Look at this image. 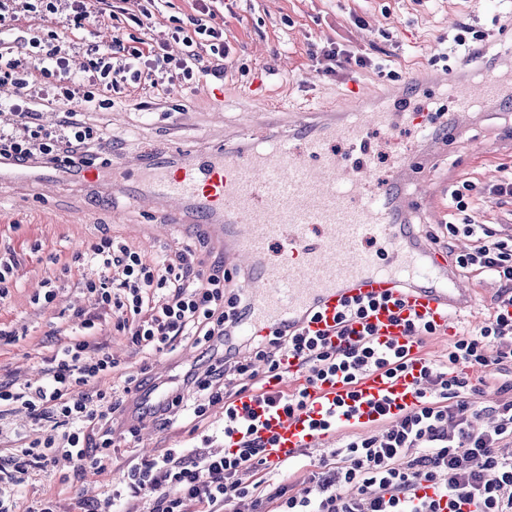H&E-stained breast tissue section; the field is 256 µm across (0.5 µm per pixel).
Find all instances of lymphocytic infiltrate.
I'll list each match as a JSON object with an SVG mask.
<instances>
[{
	"label": "lymphocytic infiltrate",
	"instance_id": "1",
	"mask_svg": "<svg viewBox=\"0 0 512 512\" xmlns=\"http://www.w3.org/2000/svg\"><path fill=\"white\" fill-rule=\"evenodd\" d=\"M96 3L105 6L109 0H0V24L21 12L64 8L79 28ZM195 9L193 30L178 27L172 34L173 41L185 47L181 55L170 54L163 44L131 47L119 39L108 48L87 45L92 84L88 90L66 77L67 36H32L17 44L1 40L0 83L11 84L20 95L1 103L0 112L22 118L23 130L0 128V157L21 162L46 157L65 163L104 153L103 135L78 119L74 100L94 106L98 87L109 91L133 83L161 91L174 79H192L201 71L202 46L215 60L226 59L229 48L213 0H195ZM37 73L66 77L56 95L65 107L64 118L53 130L45 129L28 107ZM476 238V245L457 255L455 264L499 282L493 317L454 337L445 362H421L416 406L394 414L389 402H376L380 418L387 422L383 431L354 438L320 458L299 491H289L284 484L268 486L266 472L287 468V461L269 460L273 442L259 436L253 414L226 408L224 431L238 434L236 448L219 453L170 448L141 458L88 502L86 512H122L125 504L140 501L146 512H186L190 502L202 512H225L246 497L266 512H465L469 507L475 512H512V456L501 451L504 441L512 440V381L501 384L488 405L489 425L477 428L461 416L484 394L483 381L473 380L470 370L512 363V235L497 238L488 230ZM91 252L101 269L92 291L131 344L164 353L191 337L197 344L216 343L224 350L205 370L185 373L181 385L164 387L162 399L145 410L154 420L165 423L179 412L200 418L210 407L230 400L233 389L262 391L269 379L280 378L286 356L300 360L306 383L270 394L268 400L288 413L306 407L309 383L330 377L351 383L371 371L395 373L408 365L402 348L372 339L366 305L344 307L335 346L286 328L265 339L231 341L227 329L247 314L248 305L232 286L223 260L203 264L197 251L188 248L150 264L111 238L93 244ZM74 317L83 333L46 357L45 383L21 388L0 383V413L19 407L34 421L68 429L64 446L51 437L38 438L28 447L0 455V512H13L15 493L30 468H48L58 457L83 471L104 472L112 456L116 416L124 411L127 397L147 383L146 378L131 377L121 391L99 389L115 360L97 347L95 315L79 310ZM246 472L255 476L248 484L241 480Z\"/></svg>",
	"mask_w": 512,
	"mask_h": 512
}]
</instances>
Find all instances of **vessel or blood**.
I'll list each match as a JSON object with an SVG mask.
<instances>
[{
    "label": "vessel or blood",
    "mask_w": 512,
    "mask_h": 512,
    "mask_svg": "<svg viewBox=\"0 0 512 512\" xmlns=\"http://www.w3.org/2000/svg\"><path fill=\"white\" fill-rule=\"evenodd\" d=\"M423 89L448 94L453 112L434 118L358 106L344 114L309 111L287 132L228 139L187 158L170 147L121 153L104 188L80 161L65 165L64 172L91 191L160 206L164 231L191 223L222 237L227 267L249 274L250 312L232 326L233 335L266 336L286 325L331 336L345 303L373 300L377 308L369 321L378 342L402 346L419 360L423 353L398 316L428 320L444 333L449 313L469 309L475 293L438 248L416 233L417 188L424 173L433 171L434 159L468 131L478 107L490 101L512 107V72L491 67L452 78L444 69L424 70L394 87L391 96L405 100ZM399 120L412 124L416 137L396 155L386 182L373 186L346 164L336 144L360 145L368 127L386 128ZM3 181L45 187L57 177L49 166L21 170L0 159ZM282 363V380H270L267 390L304 383L298 359ZM418 390L413 368L394 377L370 372L353 386L339 378L318 382L309 389L310 406L290 415L258 403L250 392L233 402L253 408L261 436L274 440L275 461L328 441L337 424L316 430L311 423L322 408L349 394L361 402L350 424L370 426L378 421L372 403L387 400L407 409L416 404Z\"/></svg>",
    "instance_id": "obj_1"
}]
</instances>
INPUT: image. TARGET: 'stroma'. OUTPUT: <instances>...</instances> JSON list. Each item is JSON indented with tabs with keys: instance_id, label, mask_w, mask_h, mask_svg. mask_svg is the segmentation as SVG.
<instances>
[{
	"instance_id": "35a3bbf8",
	"label": "stroma",
	"mask_w": 512,
	"mask_h": 512,
	"mask_svg": "<svg viewBox=\"0 0 512 512\" xmlns=\"http://www.w3.org/2000/svg\"><path fill=\"white\" fill-rule=\"evenodd\" d=\"M115 10L95 11L81 29L70 33V65L80 71L86 63L85 45L125 44L145 38L167 39L175 26L190 27L193 0H167L151 29L142 30L132 18L144 0H116ZM214 9L224 22L230 54L224 62V104L203 97L202 78L182 80L161 93L130 85L111 92L110 104L81 110L89 126L112 138L115 147L141 148L212 146L210 127L222 123L232 129L250 123L256 82H263L272 102L291 108L309 107L322 99L345 110L352 87L383 89L401 83L419 69L455 66L450 54L460 25L483 32L480 55L470 57L469 70L512 66L500 52L498 38L512 27L498 0H216ZM334 46L362 56L366 66L346 65L325 73L320 51ZM412 128L400 124L368 135L366 153L349 157V165L370 161L375 178L386 175L400 145L411 139ZM512 174V110L496 109L479 119L441 158L433 179L438 187L471 182L481 188ZM108 236L126 243L147 260L174 255L185 245L199 246L205 256H223V243L201 238L196 225H182L163 235L143 208L122 198L100 197L73 185L42 189L17 182L0 183V255L14 256L12 286L0 301V328L17 333L14 342L0 345V381L37 384L44 378V359L60 341L73 334L74 310L94 309L86 290L98 280L100 269L87 258L93 243ZM462 278L478 290L475 312L453 317L455 330L474 328L495 308L497 283L477 272ZM56 282L52 301L41 298L43 283ZM97 336L107 343L117 364L113 383L127 376L165 371L173 379L202 363L205 351L192 341L178 343L169 354L149 356L113 328L111 315L97 324ZM222 407L211 408L202 421L179 415L118 442L105 472L72 474L73 465L59 461L54 468L32 470L17 499V512H28L39 499L58 496L64 512H80L81 500L98 496L104 486L126 468L132 455H157L169 448L199 446L202 435L212 437V449L224 446Z\"/></svg>"
}]
</instances>
